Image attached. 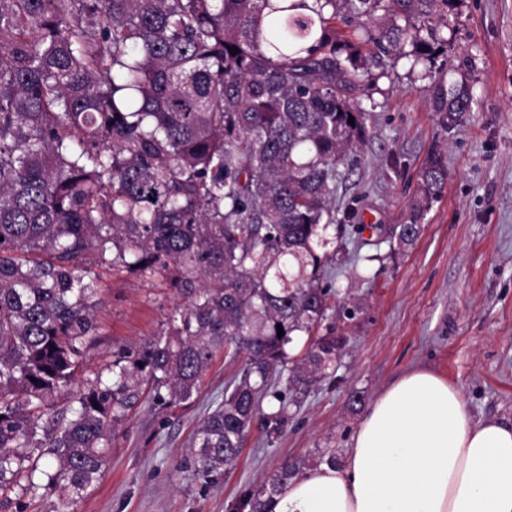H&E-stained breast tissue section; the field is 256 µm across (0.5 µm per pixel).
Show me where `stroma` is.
I'll list each match as a JSON object with an SVG mask.
<instances>
[{
	"instance_id": "35a3bbf8",
	"label": "stroma",
	"mask_w": 512,
	"mask_h": 512,
	"mask_svg": "<svg viewBox=\"0 0 512 512\" xmlns=\"http://www.w3.org/2000/svg\"><path fill=\"white\" fill-rule=\"evenodd\" d=\"M433 25L444 39L431 70L398 56L370 58L357 92L368 111L363 144L342 166L336 221L360 232L331 265L338 308L332 318L345 347L335 381L320 384L282 432H246L237 461L216 484L200 479L190 441L243 359L218 357L197 397L166 410L142 402L109 450L96 487L67 504L58 494L11 495L0 512H229L248 488L285 464L297 474L344 462L368 404L413 369L456 385L474 418L512 424V0H452ZM467 79L471 112L444 128L432 85ZM442 154L447 184L416 242L391 253L389 233L403 223L427 158ZM101 329L79 375L139 349L178 304L175 290L124 271H102ZM354 298L359 312L340 309ZM362 404L350 402L352 393Z\"/></svg>"
}]
</instances>
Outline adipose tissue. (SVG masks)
I'll return each mask as SVG.
<instances>
[{"label": "adipose tissue", "instance_id": "ef3b65f1", "mask_svg": "<svg viewBox=\"0 0 512 512\" xmlns=\"http://www.w3.org/2000/svg\"><path fill=\"white\" fill-rule=\"evenodd\" d=\"M272 512H512V424L475 419L415 369L370 405L343 466L292 478Z\"/></svg>", "mask_w": 512, "mask_h": 512}]
</instances>
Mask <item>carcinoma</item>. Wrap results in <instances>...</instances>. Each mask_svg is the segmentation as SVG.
<instances>
[{"instance_id":"obj_1","label":"carcinoma","mask_w":512,"mask_h":512,"mask_svg":"<svg viewBox=\"0 0 512 512\" xmlns=\"http://www.w3.org/2000/svg\"><path fill=\"white\" fill-rule=\"evenodd\" d=\"M438 1L451 2L0 0L1 495L83 497L130 411L189 402L231 350L244 368L195 436L194 469L217 483L253 423L278 434L334 377L345 338L317 330L332 309L328 247L354 232L331 196L366 134L360 44L388 54L408 41L412 64L433 60L435 37L421 31ZM340 12L378 33L340 39ZM432 102L448 128L474 97L467 81L440 80ZM447 179L432 154L397 248L415 243ZM91 254L161 280L184 306L78 384L99 333ZM280 380L284 393L270 392ZM68 392L70 413L57 408ZM293 475L281 467L235 512H269Z\"/></svg>"}]
</instances>
